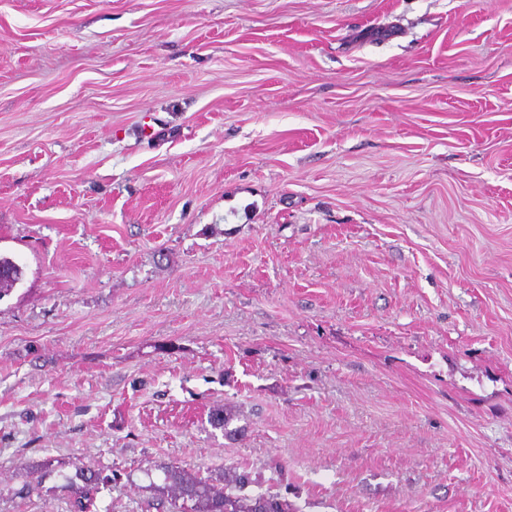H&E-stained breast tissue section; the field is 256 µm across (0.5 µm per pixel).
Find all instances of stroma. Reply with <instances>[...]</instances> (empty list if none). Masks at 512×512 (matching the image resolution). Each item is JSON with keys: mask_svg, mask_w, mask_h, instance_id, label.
Masks as SVG:
<instances>
[{"mask_svg": "<svg viewBox=\"0 0 512 512\" xmlns=\"http://www.w3.org/2000/svg\"><path fill=\"white\" fill-rule=\"evenodd\" d=\"M0 254V512H512V0H0ZM23 269L11 258L0 254V298L10 292L22 280ZM162 485L154 486V496L146 503V512H298L280 492L237 494L255 483L251 474L237 468L224 469L219 475L201 477L181 466H160ZM117 473H112V477L102 476L98 470L86 469L81 472L84 485L79 493L69 501V512H93L96 507L95 502L101 487L115 482L120 478Z\"/></svg>", "mask_w": 512, "mask_h": 512, "instance_id": "35a3bbf8", "label": "stroma"}]
</instances>
